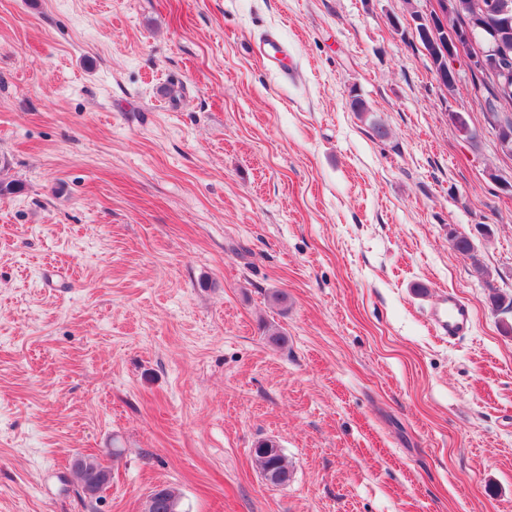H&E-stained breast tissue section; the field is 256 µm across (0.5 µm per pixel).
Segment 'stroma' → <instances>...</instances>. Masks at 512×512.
I'll return each instance as SVG.
<instances>
[{"label":"stroma","mask_w":512,"mask_h":512,"mask_svg":"<svg viewBox=\"0 0 512 512\" xmlns=\"http://www.w3.org/2000/svg\"><path fill=\"white\" fill-rule=\"evenodd\" d=\"M430 9L0 0V512H512V156L465 61L438 81ZM258 54L271 68L287 74L284 61L288 58V47L278 39L268 36L263 38L257 47ZM429 320L439 334L448 339L466 336L471 328L467 305L458 298L444 294L433 305ZM262 441L256 443L253 455L265 480L273 486L288 485L292 473L282 449L274 440L266 439L269 444ZM179 495L168 486H156L147 500L146 512H180Z\"/></svg>","instance_id":"stroma-1"}]
</instances>
